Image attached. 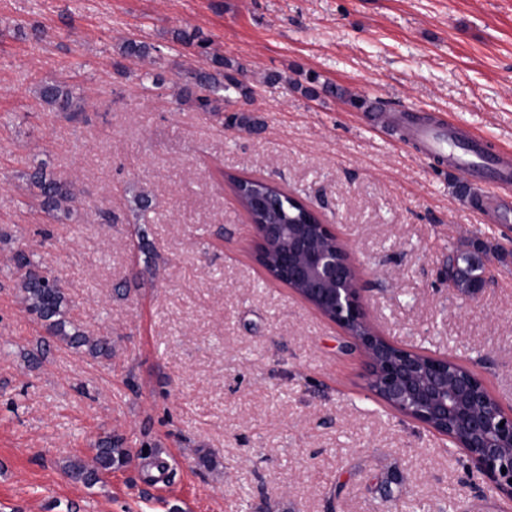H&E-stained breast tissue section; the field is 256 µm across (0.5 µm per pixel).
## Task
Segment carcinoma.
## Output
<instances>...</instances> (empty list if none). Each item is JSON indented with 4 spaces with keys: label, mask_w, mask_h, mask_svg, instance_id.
<instances>
[{
    "label": "carcinoma",
    "mask_w": 512,
    "mask_h": 512,
    "mask_svg": "<svg viewBox=\"0 0 512 512\" xmlns=\"http://www.w3.org/2000/svg\"><path fill=\"white\" fill-rule=\"evenodd\" d=\"M173 40L184 46L195 45L205 56V67L193 76L194 85H187L180 91V99L183 102L222 119L224 106L251 98L252 88L244 80L224 74V68L229 66V61L221 55H211L207 52V39L201 31L177 30L174 32ZM155 50L157 47L154 45L136 39L125 41L120 48L124 57L149 59L154 63L157 62L153 56ZM40 98L57 111L70 113L73 118L82 111L78 104L79 97L66 84L44 86ZM25 177L31 195L47 212L65 215L80 200L75 183L61 180L41 166L27 172ZM233 184L235 189L242 192L261 186L272 193L277 200L278 208L263 217L265 222L301 223L300 211L289 205L291 195L275 184L260 179H235ZM456 258L470 266V279L463 284V288L468 289L482 284V248L477 246L456 255ZM13 261L16 268L24 271L16 287L23 293L25 308L43 322L50 336L64 342L80 354L93 358L112 357V344L107 339L87 335L82 325L70 316V307L61 278L42 271L39 265L32 261L31 255L23 250L15 253ZM126 458L127 450L108 436L100 440L95 448L94 466L88 467L80 461H75L69 464V472L73 478L92 486L98 482L99 473L122 466Z\"/></svg>",
    "instance_id": "carcinoma-1"
}]
</instances>
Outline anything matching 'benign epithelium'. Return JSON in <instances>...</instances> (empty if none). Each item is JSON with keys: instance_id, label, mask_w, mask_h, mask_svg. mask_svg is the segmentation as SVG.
<instances>
[{"instance_id": "1", "label": "benign epithelium", "mask_w": 512, "mask_h": 512, "mask_svg": "<svg viewBox=\"0 0 512 512\" xmlns=\"http://www.w3.org/2000/svg\"><path fill=\"white\" fill-rule=\"evenodd\" d=\"M309 224H254V259L268 279L295 292L338 325L348 350L364 357L369 392L403 417L448 438L471 469L512 500V413L477 377L448 382V354L403 348L379 331L367 310L358 268L335 229L316 213ZM467 267L448 264V289L461 287Z\"/></svg>"}]
</instances>
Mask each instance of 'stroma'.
Instances as JSON below:
<instances>
[{
  "instance_id": "35a3bbf8",
  "label": "stroma",
  "mask_w": 512,
  "mask_h": 512,
  "mask_svg": "<svg viewBox=\"0 0 512 512\" xmlns=\"http://www.w3.org/2000/svg\"><path fill=\"white\" fill-rule=\"evenodd\" d=\"M194 28L244 69L259 132L179 101L203 62L172 34ZM132 37L159 49L161 87L120 55ZM314 76L336 95L305 96ZM61 82L76 119L39 97ZM408 113L512 158V0H0V512H512L462 451L369 393L338 326L265 277L224 183L272 181L316 211L381 333L448 353L510 409L512 187L454 147L433 168ZM36 164L81 190L70 217L30 205ZM475 242L487 283L450 293L448 257ZM19 250L64 278L111 358L24 309ZM109 434L129 463L73 480Z\"/></svg>"
}]
</instances>
